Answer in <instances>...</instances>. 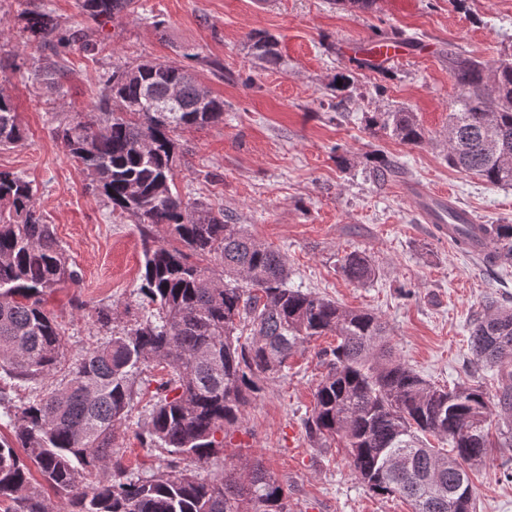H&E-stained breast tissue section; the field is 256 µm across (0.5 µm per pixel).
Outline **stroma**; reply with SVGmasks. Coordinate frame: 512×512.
Instances as JSON below:
<instances>
[{"mask_svg":"<svg viewBox=\"0 0 512 512\" xmlns=\"http://www.w3.org/2000/svg\"><path fill=\"white\" fill-rule=\"evenodd\" d=\"M27 6L0 0V20L10 25L0 38V88L27 130L22 145L0 150V170L31 181L40 212L82 274L80 286L64 285L45 298L70 354L104 339L87 308L112 306L119 328L152 308L139 291V225L91 190L53 129L75 112L94 121L93 105L114 65L161 59L189 67L224 101L223 123L179 133L185 163L176 184L183 195L223 209L229 223L278 249L288 261L289 286L381 317L397 355L427 380L475 383L497 394L495 371L477 363L468 339L486 298L512 307V267L491 268L460 251L423 223L407 189L449 191L481 223L512 224V187L489 185L446 160L448 115L458 96L448 53L491 62L512 53V0H376L369 9L332 0H133L129 12L102 24L81 14L79 0H49L61 28L83 29L96 45L92 52L71 47L60 93L29 77L57 58L26 46L17 17ZM378 30L402 32L404 55L379 70L357 69L348 47L372 43ZM252 33L276 39L277 64L252 55ZM340 73L354 75L353 87L332 88ZM400 108L417 114L422 145L366 129L364 113ZM378 153L400 166L381 182L370 177ZM340 155L346 166L338 165ZM354 250L374 261L367 283L342 273L344 255ZM335 344L330 335L312 339L284 375L260 382L228 447L201 475H223L242 455L262 462L293 512H411L402 496L369 490L351 474L338 443L318 442L305 428L326 372L320 353ZM151 406L149 396L137 399L118 441L124 466L141 476L164 460L136 436ZM507 470L512 448L490 449L473 468L476 512H512Z\"/></svg>","mask_w":512,"mask_h":512,"instance_id":"obj_1","label":"stroma"}]
</instances>
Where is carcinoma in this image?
<instances>
[{
	"label": "carcinoma",
	"instance_id": "obj_1",
	"mask_svg": "<svg viewBox=\"0 0 512 512\" xmlns=\"http://www.w3.org/2000/svg\"><path fill=\"white\" fill-rule=\"evenodd\" d=\"M131 0H80L85 15L103 22L126 11ZM23 32L60 55L83 40L62 30L45 3L22 12ZM255 55L278 59L276 41L249 36ZM459 95L448 120V165L496 186H512V58L489 64L462 51L448 54ZM65 66L36 68L31 79L63 86ZM96 123L59 122L54 135L82 164L91 185L112 211L143 227L141 293L155 313L112 332L110 306L91 317L111 332L104 342L66 360L56 317L43 296L82 275L45 222L31 184L0 170V405L9 390L28 387L33 399L15 407V441L0 440V512H53L54 494L65 512H291L288 495L258 461L231 466L220 479L199 469L224 449L241 422L258 382L275 377L315 337L333 335L328 371L318 382L306 428L313 438L337 440L351 472L378 495L400 494L413 512H474L469 470L492 447L485 423L492 415L481 387L432 383L398 357L385 322L374 313L287 286L284 255L230 224L206 202L175 191L184 152L180 129L224 121V102L203 99V86L186 67L143 60L112 70L95 105ZM365 127L382 129L419 146L425 131L414 112L365 114ZM26 140L19 113L0 93V147ZM396 168L377 156L373 175L385 180ZM160 228L168 241H158ZM490 266L512 262V224H484ZM344 276L366 283L375 276L370 257L354 250ZM250 326L241 339L238 326ZM477 362L496 368L508 389L497 396V416L512 447V309L494 300L469 337ZM155 362L169 378L139 432L142 444L167 454L165 466L136 478L114 459L120 430L141 395L137 378ZM68 372L51 390L44 381L61 366ZM446 440L437 448L428 437ZM23 448L20 456L17 448ZM43 482L32 483L30 464ZM110 469L109 478L84 481Z\"/></svg>",
	"mask_w": 512,
	"mask_h": 512
}]
</instances>
